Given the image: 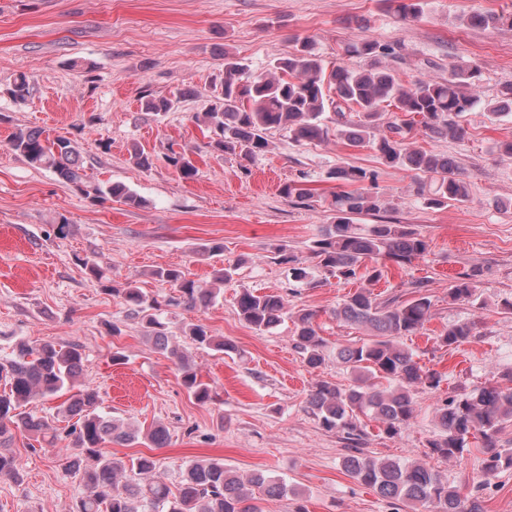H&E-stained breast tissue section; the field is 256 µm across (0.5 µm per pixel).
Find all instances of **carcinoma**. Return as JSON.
Here are the masks:
<instances>
[{"instance_id": "1", "label": "carcinoma", "mask_w": 512, "mask_h": 512, "mask_svg": "<svg viewBox=\"0 0 512 512\" xmlns=\"http://www.w3.org/2000/svg\"><path fill=\"white\" fill-rule=\"evenodd\" d=\"M403 22L418 18L423 0H388ZM469 22L492 28H511L512 14L474 13ZM358 57L379 58L394 54V47L375 41L351 45ZM477 68L451 67L448 77L423 78L404 83L386 69H349L338 65L326 69L314 47L298 42L287 56L270 63L266 72L254 75L231 53H224V70L210 87L208 109L195 116L198 127L209 133L208 146L219 154H235L246 161L270 151L268 133L288 132V140L301 144L323 142L334 135L353 147L370 146L389 167L419 170L430 179L420 197L428 208L460 204L469 198L467 183L453 161L439 154L413 147L417 133L429 138H457L464 135L459 118L481 106L493 120L512 118V87L494 101H482L477 93ZM7 93L24 100L30 93L26 75L20 74ZM192 94L179 89L170 97L145 95L141 109L155 116L172 111L180 99ZM388 112H401L405 119L383 123ZM9 148L32 167L48 169L82 196L93 201L114 199L139 207L142 197L120 182L90 185L85 179L76 143L69 138L51 139L40 129H18L9 139ZM130 159L140 169L153 166L152 155L139 145L132 147ZM169 164L183 180L197 176L192 156L171 152ZM377 175L362 167L339 165L327 172V179L358 184L354 191L333 195L329 223L322 225L309 246L314 266L344 279L365 269L367 286L346 296L336 308V319L364 326L369 338L336 349V361L353 377L351 384L338 386L320 381L308 399V408L322 427L339 430L355 441L363 434L359 415L383 426L389 436L400 433L414 415L412 391L419 386L436 387L441 375L424 369L412 351L399 343L424 328L432 301L423 294L402 301L397 297L380 301L370 286L383 276L385 262L404 265L428 251L420 233L404 224H372L357 227L361 215L379 216L386 203L378 193L365 187ZM284 195L304 199L312 195L301 180H290ZM87 279L105 292L119 297L129 314L142 318L155 347L172 358L188 395L199 403L212 400L209 384L198 376L188 355L169 344L165 324L157 317L161 303L138 288H118L111 284L94 261L83 262ZM152 275L178 288L179 296L166 305L207 307L217 297V289L203 288L176 268H159ZM237 314L252 329L266 332L288 319V303L279 294H257L248 289L236 297ZM314 314L300 310L294 316L296 347L304 364L320 368L326 361V341L313 323ZM186 336L198 349L217 352L235 350L233 344L218 339L202 324H193ZM473 336V324L448 326L437 341L458 346ZM82 353L76 344L50 342L30 344L20 340L12 352L0 357V477L16 475L17 459L7 448L12 430L21 429L36 442L58 443L65 451L66 466L80 476L84 490L73 512H263L258 502L288 495L281 480L256 473L243 482L217 458H197L180 466L177 492L153 478L157 461L140 455L129 460L115 458L105 445H125L139 440L134 431L112 421L100 407L96 389L80 381ZM67 394L57 408L55 421L67 423L60 429L26 411L38 398ZM512 422V371L500 374V381L468 395L448 400L437 417L438 432L429 441L433 453L443 459L463 455L468 438L482 436L485 454L482 472L491 475L512 467V455L496 450L497 435ZM348 475L372 488L380 496L410 508L431 504L436 512H482L479 498L463 497L437 470L419 463H402L391 458L349 456L344 461Z\"/></svg>"}]
</instances>
